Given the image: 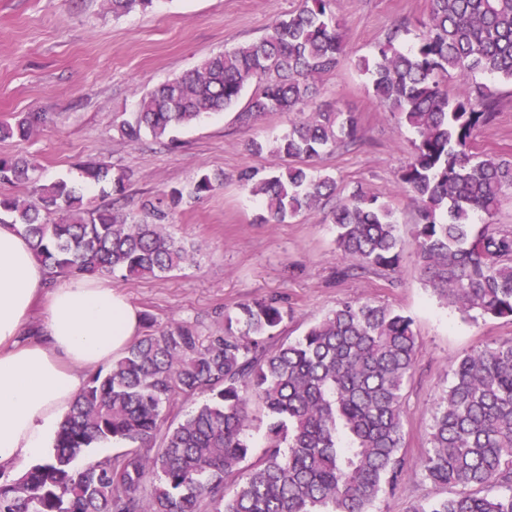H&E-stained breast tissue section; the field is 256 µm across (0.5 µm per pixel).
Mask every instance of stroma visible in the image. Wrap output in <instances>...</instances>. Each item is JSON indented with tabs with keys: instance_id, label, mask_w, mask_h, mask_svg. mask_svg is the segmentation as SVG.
I'll return each mask as SVG.
<instances>
[{
	"instance_id": "obj_1",
	"label": "stroma",
	"mask_w": 512,
	"mask_h": 512,
	"mask_svg": "<svg viewBox=\"0 0 512 512\" xmlns=\"http://www.w3.org/2000/svg\"><path fill=\"white\" fill-rule=\"evenodd\" d=\"M299 0H154L151 8L113 17L104 0H0V121L41 112L44 122L26 140L0 141V155H28L42 180H63L100 203L101 189L86 184L82 167L103 161L125 171L123 212L143 219V201L189 186L202 173L224 183L172 212L170 233L198 245L193 261L157 278L112 285L156 324L185 322L202 335L223 330L225 313L239 304L277 295L288 317L282 337L296 339L343 303L371 299L413 321L421 349L404 390V452L422 457L435 405L447 390L452 363L493 341L512 336V321H469L422 278L414 238L417 213L400 184L414 135L383 112L369 78L355 63L370 55L401 19L426 18L430 0H336L345 59L324 78L317 104L355 112L358 136L316 160L343 192L362 188L394 211L402 261L392 272L343 275L336 230L327 207L262 224L259 203L236 180L239 172L272 168L269 148L291 117L269 113L240 124L236 110L182 128L179 147L152 137L129 142L118 131L140 97L185 74L206 57L263 37ZM500 110L475 140L478 152L512 159V84L496 83ZM266 150L254 153L252 142ZM421 476L407 475L375 512H407L412 503L444 497Z\"/></svg>"
}]
</instances>
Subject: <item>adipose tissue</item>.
<instances>
[{
	"mask_svg": "<svg viewBox=\"0 0 512 512\" xmlns=\"http://www.w3.org/2000/svg\"><path fill=\"white\" fill-rule=\"evenodd\" d=\"M46 296L38 333L27 327ZM139 311L105 277L51 284L26 239L0 225V470L47 457L87 373L139 336Z\"/></svg>",
	"mask_w": 512,
	"mask_h": 512,
	"instance_id": "1",
	"label": "adipose tissue"
}]
</instances>
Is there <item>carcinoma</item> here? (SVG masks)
I'll return each mask as SVG.
<instances>
[{
  "mask_svg": "<svg viewBox=\"0 0 512 512\" xmlns=\"http://www.w3.org/2000/svg\"><path fill=\"white\" fill-rule=\"evenodd\" d=\"M112 14L146 10L153 0H107ZM332 0H300L260 40L206 58L194 71L146 93L119 127L137 142L156 139L235 107L244 125L267 112L301 118L275 141L284 161L271 174L239 180L261 204L264 223L329 202L344 273L394 270L402 250L394 214L356 188L340 196L336 179L311 161L356 138L354 112L331 105L310 111L319 84L345 50ZM422 34L405 48L396 24L372 57L359 60L383 110L416 134L401 184L417 206L415 240L426 282L470 319L512 320V229L494 222L512 195V160L473 151L478 128L495 120L497 93L448 94L452 75L512 83V0H431ZM40 112L0 122V140L25 139ZM35 160L0 156V183L23 184L36 197L0 198V224H11L57 277H161L196 248L172 236L168 211L224 181L203 173L144 209L153 222H130L110 206L83 202L65 181L40 182ZM86 182L120 196L125 174L87 165ZM58 214L48 223L45 215ZM482 221L476 226L475 219ZM288 311L275 298L243 303L224 331L201 336L186 323L146 331L92 375L65 415L54 453L0 483V512H373L408 473L456 489L408 512H512V337L457 359L437 403L425 455L404 447L403 393L419 355L412 320L374 301L342 304L295 341L274 342ZM199 392L209 399L176 420L170 409ZM269 417L266 450L245 464L248 405ZM126 450L77 469L75 459L101 443ZM154 448V454L147 450ZM150 493L140 494L145 483ZM232 493H226L228 486Z\"/></svg>",
  "mask_w": 512,
  "mask_h": 512,
  "instance_id": "carcinoma-1",
  "label": "carcinoma"
}]
</instances>
